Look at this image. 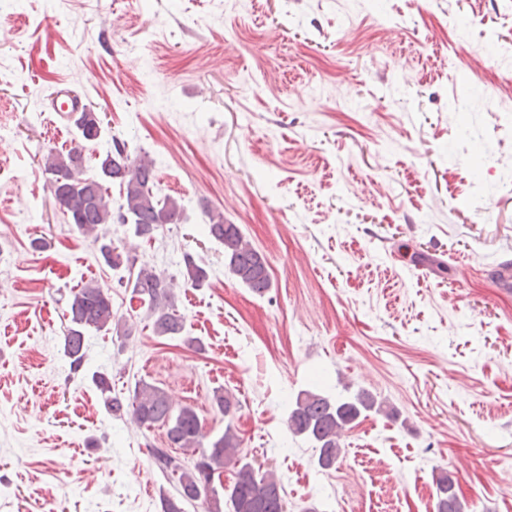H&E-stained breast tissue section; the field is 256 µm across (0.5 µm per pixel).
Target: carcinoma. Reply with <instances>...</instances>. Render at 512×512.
Listing matches in <instances>:
<instances>
[{
	"label": "carcinoma",
	"mask_w": 512,
	"mask_h": 512,
	"mask_svg": "<svg viewBox=\"0 0 512 512\" xmlns=\"http://www.w3.org/2000/svg\"><path fill=\"white\" fill-rule=\"evenodd\" d=\"M82 153L78 147L65 154L52 151L44 155L42 171L49 177L62 180L70 198L80 201L76 211L64 207L72 228L99 244V253L106 265L118 268L123 264L122 254L105 242L100 232L105 224H127L134 236L152 239L165 224H174L182 216L178 198L158 197L155 163L148 155L131 156L125 142L113 139L112 149L99 163L98 175L86 173L84 160L75 158ZM117 180L123 187L122 203L112 211L105 183ZM207 234L224 246V265L230 273L256 295H263L271 287L267 261L244 237L236 224L224 223L222 214L210 216ZM184 279L194 286L201 285L206 271L188 258L184 261ZM175 279L166 277L150 267L139 269L128 281L132 293L147 304V315L153 319V331L158 336H175L183 331V320L174 309L172 288ZM70 327L65 336V352L70 365L77 370L84 357V331H109L114 313L109 289L94 282L83 285L72 295L68 304ZM131 419L140 427L156 423L167 426L170 446L180 448L193 459L186 465L166 451L157 448L154 457L163 469L177 479L178 495L186 501L206 504V512H288L283 486L273 473L260 475L246 457L240 455L241 440L232 425L225 426L224 434L204 445L201 424L195 410L189 406L174 408L164 390L146 381L136 383L131 397ZM382 411L375 396L360 390L352 396L331 398L320 391L301 390L288 403V431L319 449L318 467L328 470L342 455L344 432L360 417ZM234 470V482L224 487V497L217 489L209 488L211 480L226 468ZM435 512H467V502L460 497L452 478L441 473L435 477Z\"/></svg>",
	"instance_id": "cac0c4a2"
}]
</instances>
